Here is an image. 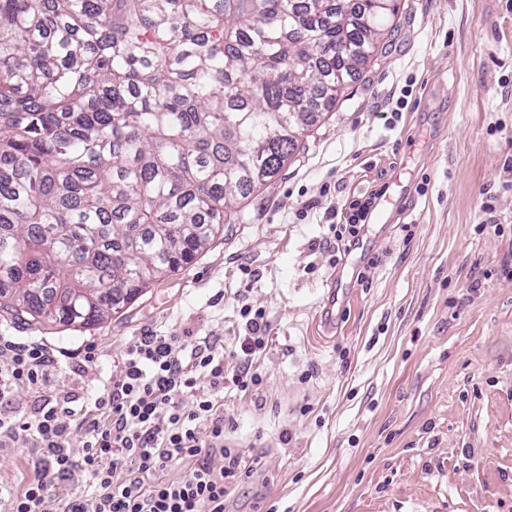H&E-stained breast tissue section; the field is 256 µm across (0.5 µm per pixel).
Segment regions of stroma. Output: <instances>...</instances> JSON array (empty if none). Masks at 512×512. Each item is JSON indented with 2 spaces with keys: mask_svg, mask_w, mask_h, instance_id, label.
Instances as JSON below:
<instances>
[{
  "mask_svg": "<svg viewBox=\"0 0 512 512\" xmlns=\"http://www.w3.org/2000/svg\"><path fill=\"white\" fill-rule=\"evenodd\" d=\"M398 5L377 61L190 266L89 329L0 316L60 354L50 393L78 410L135 337L231 351L241 307L263 310V382L224 392L258 462L226 512H512V0ZM380 187L388 223L340 256L334 225ZM39 456L0 447V480Z\"/></svg>",
  "mask_w": 512,
  "mask_h": 512,
  "instance_id": "1",
  "label": "stroma"
}]
</instances>
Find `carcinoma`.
<instances>
[{
  "label": "carcinoma",
  "instance_id": "cac0c4a2",
  "mask_svg": "<svg viewBox=\"0 0 512 512\" xmlns=\"http://www.w3.org/2000/svg\"><path fill=\"white\" fill-rule=\"evenodd\" d=\"M396 0H0V312L94 326L188 265Z\"/></svg>",
  "mask_w": 512,
  "mask_h": 512
}]
</instances>
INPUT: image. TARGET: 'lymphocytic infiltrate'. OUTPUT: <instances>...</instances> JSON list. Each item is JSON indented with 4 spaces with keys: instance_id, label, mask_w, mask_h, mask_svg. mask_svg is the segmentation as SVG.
Masks as SVG:
<instances>
[{
    "instance_id": "f902f5d3",
    "label": "lymphocytic infiltrate",
    "mask_w": 512,
    "mask_h": 512,
    "mask_svg": "<svg viewBox=\"0 0 512 512\" xmlns=\"http://www.w3.org/2000/svg\"><path fill=\"white\" fill-rule=\"evenodd\" d=\"M384 190L352 200L336 233L343 254H351L384 197ZM245 334L238 351L224 355L211 336L137 337L127 348L121 375L94 399L92 410L75 413L67 400L45 398L34 420L0 409V447L32 437L43 453L35 476L22 489L0 485V512H49L55 482L82 485L63 512H224L231 489L253 467L239 449L224 443L230 430L221 403L224 390L261 385L253 357L266 349L267 321L246 307ZM56 356L43 345L0 336V401L21 387H46ZM208 386L198 389V375ZM193 391L184 406V391ZM85 438L73 444V429ZM223 466H213L209 453ZM179 474L162 478L164 470Z\"/></svg>"
}]
</instances>
